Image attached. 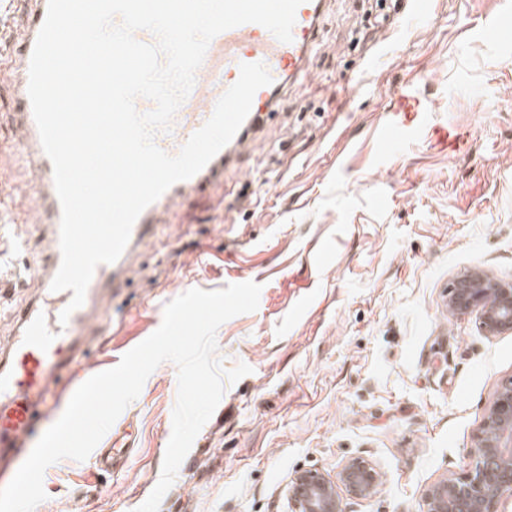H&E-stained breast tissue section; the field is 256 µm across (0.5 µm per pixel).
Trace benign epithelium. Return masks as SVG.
<instances>
[{
	"instance_id": "benign-epithelium-1",
	"label": "benign epithelium",
	"mask_w": 512,
	"mask_h": 512,
	"mask_svg": "<svg viewBox=\"0 0 512 512\" xmlns=\"http://www.w3.org/2000/svg\"><path fill=\"white\" fill-rule=\"evenodd\" d=\"M448 310L474 314L484 336L512 334V277L479 268L459 274L448 287ZM476 462L464 477L426 486L424 512H501L512 494V381L499 388L475 436ZM380 484L376 466L362 458L345 462L336 478L303 471L287 484L292 512H344L343 496L367 500Z\"/></svg>"
}]
</instances>
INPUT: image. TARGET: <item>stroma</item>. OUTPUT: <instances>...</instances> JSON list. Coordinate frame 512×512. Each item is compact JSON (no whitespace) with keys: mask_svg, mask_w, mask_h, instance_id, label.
Masks as SVG:
<instances>
[{"mask_svg":"<svg viewBox=\"0 0 512 512\" xmlns=\"http://www.w3.org/2000/svg\"><path fill=\"white\" fill-rule=\"evenodd\" d=\"M328 0L310 80L284 93L224 183L183 199L115 289L84 375L111 368L192 288L241 278L259 307L216 334L227 386L159 512H291L300 470L336 475L352 458L381 475L345 512H423V489L474 466V437L512 379V335L484 336L448 310V286L472 267L512 276V0ZM496 19L503 42L482 35ZM413 86L428 127L469 134L451 154L430 136L387 144L395 90ZM0 89V270L28 297L42 227L11 224L33 194L8 147ZM177 369L161 364L107 433L119 467L60 460L38 512H135L158 483Z\"/></svg>","mask_w":512,"mask_h":512,"instance_id":"obj_1","label":"stroma"}]
</instances>
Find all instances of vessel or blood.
<instances>
[{"label": "vessel or blood", "mask_w": 512, "mask_h": 512, "mask_svg": "<svg viewBox=\"0 0 512 512\" xmlns=\"http://www.w3.org/2000/svg\"><path fill=\"white\" fill-rule=\"evenodd\" d=\"M325 5L326 0H303L296 11L293 40L289 43L280 42L255 23L226 30L211 41L196 72L195 85L178 109L171 131L155 137L160 149L171 155L178 153L211 117L218 99L238 80L241 64L263 63L272 84L255 93L238 133L200 172L171 186L140 214L121 257L96 268L83 305L70 311L65 322L60 314L67 309L72 293L51 288L62 259V208L55 189L53 164L42 148L27 92L30 60L47 14L48 0H33L20 38L0 48V59L7 63L6 68H0V83L8 82L12 101V146L19 162L35 177L30 208L24 214L12 216L11 221L43 224L48 229L47 247L36 258L41 287L34 297L22 300L11 310L10 334L6 343L0 345V482L12 480L17 471L14 461L29 439L39 438L37 423L63 389L65 374L87 357L94 339L91 324L108 312V280H127L132 257L147 241L150 228L160 216L186 196L223 182L225 168L256 138L262 115L276 104L284 87L309 79L307 60L321 28ZM395 95L399 115L385 126L384 137L400 142L416 130L423 114L416 97L406 87H399ZM434 135L452 152L466 145L464 134L453 125L435 128Z\"/></svg>", "instance_id": "obj_1"}]
</instances>
